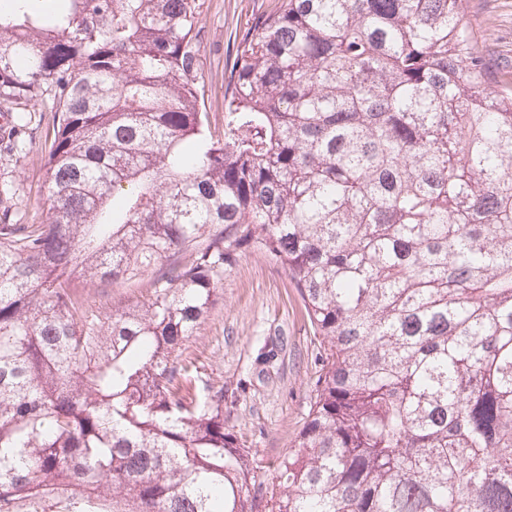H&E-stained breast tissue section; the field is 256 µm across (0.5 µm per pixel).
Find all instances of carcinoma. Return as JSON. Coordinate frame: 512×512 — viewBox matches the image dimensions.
<instances>
[{"instance_id": "obj_1", "label": "carcinoma", "mask_w": 512, "mask_h": 512, "mask_svg": "<svg viewBox=\"0 0 512 512\" xmlns=\"http://www.w3.org/2000/svg\"><path fill=\"white\" fill-rule=\"evenodd\" d=\"M204 0H0V505L512 512V91L466 0H275L212 125ZM248 252L319 344L271 477L189 352ZM137 300L97 313L82 288ZM41 129L36 134L35 140L27 146L25 155L18 156L8 153L5 149V140L1 141L0 150V184L3 180L11 181L20 194L17 219L20 224H30L40 221L45 195H43V182L45 176V155L42 149L43 138Z\"/></svg>"}]
</instances>
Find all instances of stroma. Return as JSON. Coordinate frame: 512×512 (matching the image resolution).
Here are the masks:
<instances>
[{
  "label": "stroma",
  "mask_w": 512,
  "mask_h": 512,
  "mask_svg": "<svg viewBox=\"0 0 512 512\" xmlns=\"http://www.w3.org/2000/svg\"><path fill=\"white\" fill-rule=\"evenodd\" d=\"M274 0H205V104L224 118V73L238 41ZM467 20L498 74L512 75V0H469ZM35 138L23 157L0 150V181H11L21 204L17 218L42 217L45 155ZM317 343L303 302L285 270L261 253L241 257L226 272L222 294L190 340L209 383L224 388L227 428L264 463L294 444L310 408Z\"/></svg>",
  "instance_id": "1"
}]
</instances>
